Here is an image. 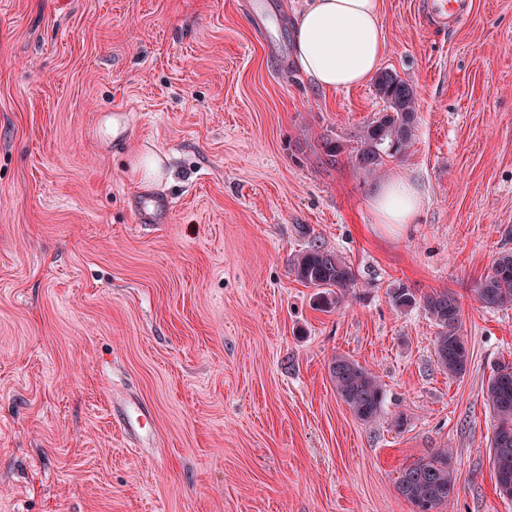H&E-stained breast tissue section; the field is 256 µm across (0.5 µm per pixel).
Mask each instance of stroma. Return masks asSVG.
Returning a JSON list of instances; mask_svg holds the SVG:
<instances>
[{"label": "stroma", "instance_id": "35a3bbf8", "mask_svg": "<svg viewBox=\"0 0 512 512\" xmlns=\"http://www.w3.org/2000/svg\"><path fill=\"white\" fill-rule=\"evenodd\" d=\"M427 2L381 0L379 68L419 122L375 178L347 152L386 105L296 66L305 0H268L276 57L245 0H0V512H412L398 477L440 448L443 512H512L484 399L512 308L473 293L512 250V0H469L445 30ZM398 177L423 206L394 230L371 200ZM146 194L162 223H137ZM313 247L358 275L338 308L291 271ZM400 285L456 294L463 376L439 370L423 308L394 307ZM337 354L382 383L375 420L337 396ZM130 395L156 424L140 448L114 414Z\"/></svg>", "mask_w": 512, "mask_h": 512}]
</instances>
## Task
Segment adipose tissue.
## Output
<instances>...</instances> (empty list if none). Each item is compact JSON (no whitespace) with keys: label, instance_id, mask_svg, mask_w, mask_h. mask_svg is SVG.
<instances>
[{"label":"adipose tissue","instance_id":"obj_1","mask_svg":"<svg viewBox=\"0 0 512 512\" xmlns=\"http://www.w3.org/2000/svg\"><path fill=\"white\" fill-rule=\"evenodd\" d=\"M292 36L296 64L315 86L335 91L364 84L383 50L379 0H307ZM421 206L418 188L403 178L385 181L372 197L382 224L413 223Z\"/></svg>","mask_w":512,"mask_h":512}]
</instances>
